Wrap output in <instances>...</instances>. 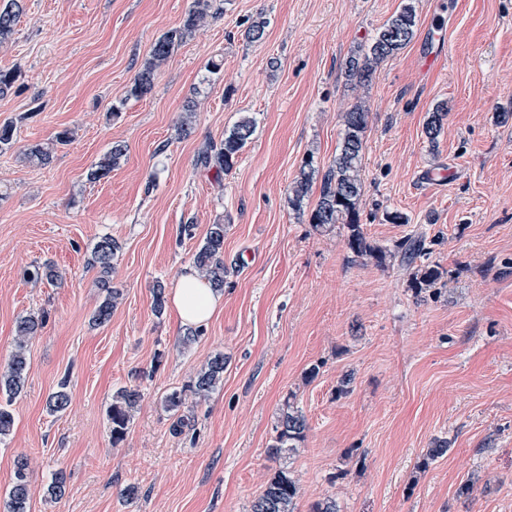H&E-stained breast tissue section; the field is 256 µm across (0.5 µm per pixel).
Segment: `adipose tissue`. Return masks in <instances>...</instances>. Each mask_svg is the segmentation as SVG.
<instances>
[{
  "label": "adipose tissue",
  "mask_w": 512,
  "mask_h": 512,
  "mask_svg": "<svg viewBox=\"0 0 512 512\" xmlns=\"http://www.w3.org/2000/svg\"><path fill=\"white\" fill-rule=\"evenodd\" d=\"M220 291L209 288L192 268H184L170 295V304L181 323L189 328H199L208 322L223 304Z\"/></svg>",
  "instance_id": "1"
}]
</instances>
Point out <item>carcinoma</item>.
<instances>
[{
	"label": "carcinoma",
	"mask_w": 512,
	"mask_h": 512,
	"mask_svg": "<svg viewBox=\"0 0 512 512\" xmlns=\"http://www.w3.org/2000/svg\"><path fill=\"white\" fill-rule=\"evenodd\" d=\"M23 11L21 0H3L0 4V41L9 38ZM214 15L212 0H192L183 23L162 33L153 43L149 57L135 73L129 94L139 98L147 95L154 84L158 69L170 55L191 35L192 31L207 18ZM418 19L414 0H403L401 8L379 28L377 34L357 57H350L345 63V73L349 80L366 85L373 79L378 64L409 45L417 31ZM448 118V106L439 103L428 114L424 133L431 144H436L444 130ZM343 129L336 150V157L323 174L319 198L311 210L309 221L315 227H331L342 224L348 229L347 247L358 258H369L381 262L391 252L401 261L411 265L429 254L426 239L422 236H407L393 245V250L373 244L366 237L360 224L358 201L362 191L361 163L365 148L364 134L369 123V111L356 104L343 113ZM255 131L254 120L242 117L218 144L206 145L198 155V161L216 172H228L237 162L240 151L251 139ZM126 154V145L117 141L89 172V178L100 180L107 177L119 165ZM26 158L41 166L51 163L53 148L42 143L29 146ZM312 187V172H302L290 188L292 204L301 206ZM119 242L110 235L100 237L91 249L90 265L102 274L101 288L105 295L95 307L92 323L100 326L111 321L117 300L122 295L119 288L112 285L110 275L114 261L120 252ZM194 267L215 289L224 288L228 268L224 265V225L210 226L204 243L193 257ZM419 284L432 288L441 279V272L435 266L423 265L417 270ZM31 276L54 283L61 276L51 262L38 265ZM45 323L42 315L21 317L16 324V349L5 370L0 372V438L9 435L15 423L11 406L18 398L27 380L29 358L27 343L40 331ZM227 358L218 352L196 373L191 384L181 390L168 393L163 401L165 412L172 419L171 430L181 434L192 426L194 416L185 410L187 397L195 400L207 399L224 381ZM141 400V392L135 386H124L112 394V404L108 409L111 423L112 444L124 441L128 433L133 412ZM70 403L67 381H62L46 402L52 414L64 412ZM307 421L302 411L290 402H284L274 425L266 453L271 459H281L298 451L304 441ZM31 496V476L29 460L18 456L14 461L13 479L5 502L6 512H29ZM300 489L291 472L285 468L274 471L264 483L259 495L251 505V512H297Z\"/></svg>",
	"instance_id": "carcinoma-1"
}]
</instances>
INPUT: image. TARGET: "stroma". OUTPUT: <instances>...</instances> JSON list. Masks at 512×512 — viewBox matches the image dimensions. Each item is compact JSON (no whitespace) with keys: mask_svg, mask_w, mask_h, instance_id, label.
<instances>
[{"mask_svg":"<svg viewBox=\"0 0 512 512\" xmlns=\"http://www.w3.org/2000/svg\"><path fill=\"white\" fill-rule=\"evenodd\" d=\"M436 2L415 0V38L358 86L346 60L402 0H215L219 19L135 98V73L191 0H23L0 43V71L14 77L0 90V123L16 128L0 152V366L20 317L46 321L0 439V502L24 455L30 512H251L281 466L299 483V512L327 497L338 512H512V118L498 120L512 115V0H450L442 67L429 78ZM259 17L263 39L246 41ZM213 61L222 68L211 76ZM442 101L448 119L432 145L423 123ZM358 103L370 112L364 232L385 248L423 234L439 291L421 289L399 258L353 257L346 227L310 224L314 199L289 202L306 157L328 169L342 115ZM245 115L255 133L234 168L200 167L199 152ZM62 131L71 140L59 145ZM116 141L127 147L119 166L89 179ZM34 143L53 145L49 165L24 159ZM394 210L407 223L385 221ZM189 222L190 238L180 233ZM214 224L224 227V305L186 347L177 314L153 313L152 289L174 287ZM106 234L121 245L112 281L122 297L95 327L103 291L88 258ZM46 261L61 281L31 277ZM218 352L222 385L195 405L194 432L173 434L164 396ZM63 380L71 402L53 415L46 401ZM129 385L142 400L116 445L107 410ZM287 401L306 436L275 461L266 447ZM436 438L448 452L426 459ZM61 469L56 500L48 487Z\"/></svg>","mask_w":512,"mask_h":512,"instance_id":"35a3bbf8","label":"stroma"}]
</instances>
